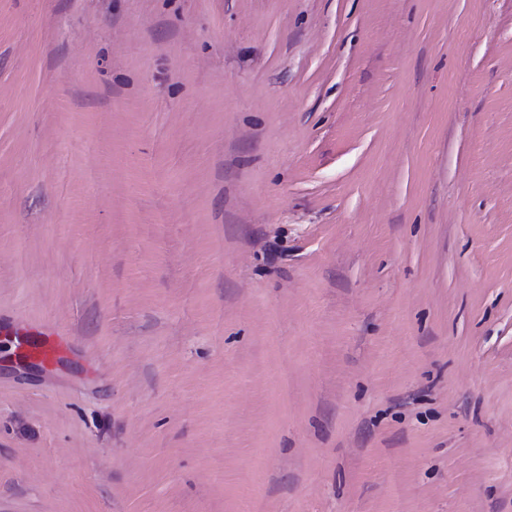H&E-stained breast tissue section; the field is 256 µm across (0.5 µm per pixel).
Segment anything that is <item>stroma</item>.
Here are the masks:
<instances>
[{
  "label": "stroma",
  "mask_w": 512,
  "mask_h": 512,
  "mask_svg": "<svg viewBox=\"0 0 512 512\" xmlns=\"http://www.w3.org/2000/svg\"><path fill=\"white\" fill-rule=\"evenodd\" d=\"M0 512H512V0H0ZM13 339L18 355L28 360H37L47 366L59 361L68 349V336L52 325H44L34 333L25 327L18 328Z\"/></svg>",
  "instance_id": "35a3bbf8"
}]
</instances>
